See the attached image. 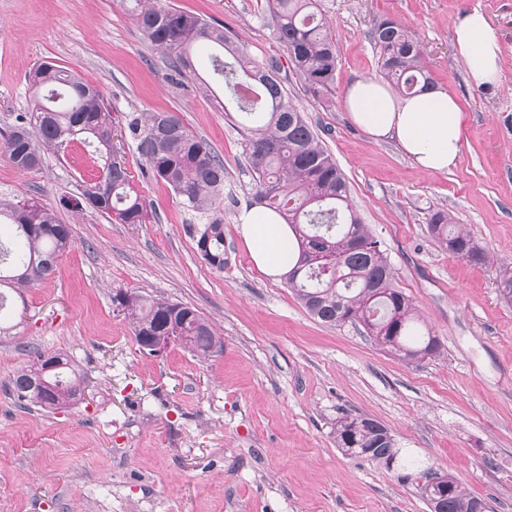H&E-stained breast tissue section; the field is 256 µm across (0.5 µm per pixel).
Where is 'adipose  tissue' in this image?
<instances>
[{"instance_id":"adipose-tissue-1","label":"adipose tissue","mask_w":512,"mask_h":512,"mask_svg":"<svg viewBox=\"0 0 512 512\" xmlns=\"http://www.w3.org/2000/svg\"><path fill=\"white\" fill-rule=\"evenodd\" d=\"M453 41L475 85L500 81L503 49L480 10L466 14L455 26ZM344 106L354 124L371 139L395 141L424 171L448 172L462 156L465 114L447 91L397 97L382 81L363 78L347 88ZM237 222L243 243L261 272L279 278L293 267L295 239L278 215L253 206L242 210Z\"/></svg>"}]
</instances>
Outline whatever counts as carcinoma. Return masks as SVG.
Returning <instances> with one entry per match:
<instances>
[{
  "instance_id": "1",
  "label": "carcinoma",
  "mask_w": 512,
  "mask_h": 512,
  "mask_svg": "<svg viewBox=\"0 0 512 512\" xmlns=\"http://www.w3.org/2000/svg\"><path fill=\"white\" fill-rule=\"evenodd\" d=\"M134 19L144 37L165 53L172 70L193 71L190 48L211 45V81L224 90V109L242 114L249 124L246 154L258 203L283 217L295 231L298 264L287 285L307 311L320 322L342 327L364 320L367 335L378 346L409 363L443 353L440 340L420 319L408 297L396 287L394 271L377 241L362 223L349 199L347 180L303 113L285 94L276 59L259 62L235 45L224 27L203 16L170 8L161 0H134ZM267 24L288 51V60L306 90L330 100L336 91L338 48L328 18L318 0H268ZM368 37L380 52L385 80L403 96L435 88L420 39L405 26L383 19ZM31 87L47 89L34 101L29 120H21L0 135V153L19 171L42 164L44 153H60L71 142L96 145L104 160L98 181L81 190L90 195L82 207L112 215L122 224H147L155 210L133 189L126 159L114 147L112 115L101 91L75 70L42 62L27 76ZM129 130L152 176L171 188L190 211L210 216L201 226L189 224L205 263L224 270V224L217 201L224 191V162L173 112H148L133 118ZM0 224L12 226L10 240L0 241V311L11 294L49 279L57 260L74 245L72 228L53 210L38 203L0 198ZM428 232L438 246L475 264L486 261L484 250L450 215L437 210ZM329 257L338 271L323 273L307 258ZM497 289L512 302V263L499 268ZM135 341L163 326L173 316L180 324L178 344L201 357L224 349L199 312L181 303L131 294L120 302ZM44 354L13 377L17 398L42 409L70 404L84 394V376L59 353L64 367L43 374ZM44 384H39V379ZM336 446L363 460L391 464L396 441L381 422L363 415L336 421ZM420 491L430 512H490L489 503L467 493L452 476L431 469L419 472Z\"/></svg>"
}]
</instances>
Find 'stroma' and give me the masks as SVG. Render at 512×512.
<instances>
[{"mask_svg": "<svg viewBox=\"0 0 512 512\" xmlns=\"http://www.w3.org/2000/svg\"><path fill=\"white\" fill-rule=\"evenodd\" d=\"M229 29L258 61L277 59L295 104L345 174L357 213L379 241L396 284L440 338L443 357L408 363L350 326L314 319L285 281L261 274L236 228L254 206L238 113L221 87L203 90L209 52L175 74L137 27L129 0H0V130L29 115L26 75L50 61L97 86L112 112L131 184L155 208L149 224H121L64 200L96 182L102 158L83 144L19 171L0 155V196L52 208L74 245L51 279L28 289L0 337V512H430L406 468L343 454L344 415L388 427L401 453L452 475L494 512H512V302L495 284L512 262V0H319L338 58L330 106L308 95L265 21V0H163ZM482 11L504 49L492 87L470 83L454 26ZM391 18L421 40L438 88L465 113L464 147L448 173L415 167L392 141H374L344 108L348 85L380 78L368 38ZM173 112L224 162V247L211 269L185 227L200 223L154 179L127 123ZM448 211L484 249L476 265L427 232ZM162 295L196 308L224 340L201 359L173 345L140 352L116 292ZM68 354L88 386L46 411L12 391L37 354Z\"/></svg>", "mask_w": 512, "mask_h": 512, "instance_id": "1", "label": "stroma"}]
</instances>
